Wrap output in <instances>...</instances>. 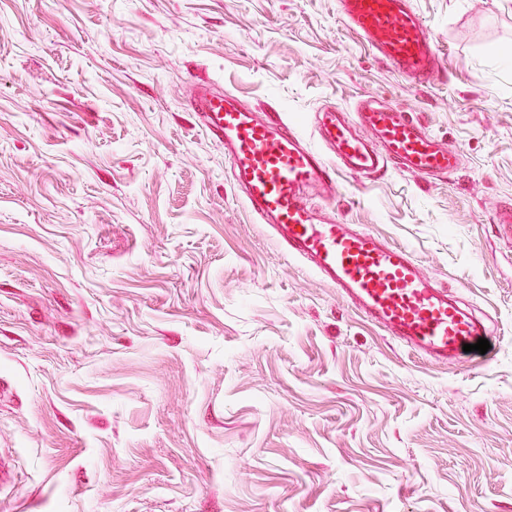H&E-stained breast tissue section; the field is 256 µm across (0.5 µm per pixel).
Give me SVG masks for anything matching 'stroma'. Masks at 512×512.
I'll return each instance as SVG.
<instances>
[{
  "label": "stroma",
  "instance_id": "obj_1",
  "mask_svg": "<svg viewBox=\"0 0 512 512\" xmlns=\"http://www.w3.org/2000/svg\"><path fill=\"white\" fill-rule=\"evenodd\" d=\"M411 2L421 85L337 0H0V512H512V0ZM201 85L314 147L373 97L460 152L303 197L408 247L489 350L415 354L281 248Z\"/></svg>",
  "mask_w": 512,
  "mask_h": 512
}]
</instances>
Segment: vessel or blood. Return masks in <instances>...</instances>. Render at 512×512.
<instances>
[{
	"instance_id": "obj_1",
	"label": "vessel or blood",
	"mask_w": 512,
	"mask_h": 512,
	"mask_svg": "<svg viewBox=\"0 0 512 512\" xmlns=\"http://www.w3.org/2000/svg\"><path fill=\"white\" fill-rule=\"evenodd\" d=\"M338 3L347 26L406 79L420 83L439 68L437 46L411 0ZM201 110L248 207L275 228L289 254L305 259L362 313L412 351L443 362L484 335L447 291L432 287L410 251L318 218L302 198L308 188L336 195L338 167L356 176L390 164L422 178L455 173L460 153L421 121L400 106L372 101L353 114L329 108L319 114L317 150L285 123L260 118L231 96L204 95Z\"/></svg>"
}]
</instances>
